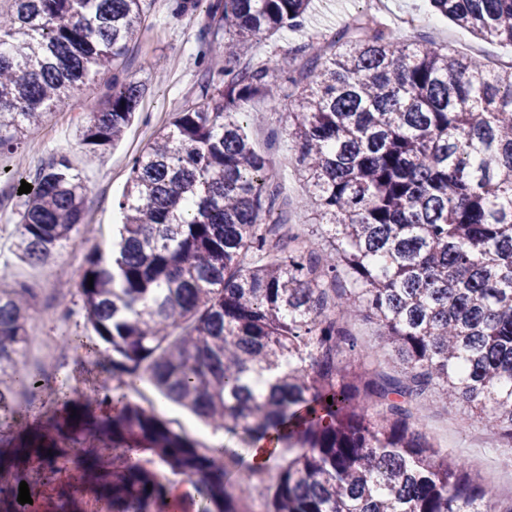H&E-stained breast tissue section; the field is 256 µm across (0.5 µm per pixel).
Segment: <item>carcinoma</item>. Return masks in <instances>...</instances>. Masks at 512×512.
Wrapping results in <instances>:
<instances>
[{"label":"carcinoma","instance_id":"1","mask_svg":"<svg viewBox=\"0 0 512 512\" xmlns=\"http://www.w3.org/2000/svg\"><path fill=\"white\" fill-rule=\"evenodd\" d=\"M144 2L11 0L0 13V152L101 74L107 90L79 140L94 156L122 139L146 87L118 61L144 27ZM309 4H172L176 18L204 9L213 35L197 53L200 90L132 158L112 250L89 253L80 281L98 342L67 341L112 373L85 398L121 407L91 420L77 402L1 450L0 512L33 510L17 501L33 462L68 490L95 482L112 512H242L254 476L271 471L266 512H512L465 460L434 451L413 412L430 397L462 403L512 447V66L404 44L368 14L331 54L295 47L281 71L300 86L288 137L322 228L307 234L246 134V106L277 100L267 64L244 51L300 26ZM430 5L512 44V0ZM31 184L13 252L44 264L85 223L90 188L64 155ZM32 301L28 288L0 286V410L14 389L49 380L45 366H18ZM348 318L380 327L393 369L359 362L366 348ZM144 381L234 446L201 448L129 399ZM272 432L274 464L249 465L243 451ZM163 472L193 487L185 506Z\"/></svg>","mask_w":512,"mask_h":512}]
</instances>
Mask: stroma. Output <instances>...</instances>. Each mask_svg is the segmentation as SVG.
Wrapping results in <instances>:
<instances>
[{"label":"stroma","instance_id":"35a3bbf8","mask_svg":"<svg viewBox=\"0 0 512 512\" xmlns=\"http://www.w3.org/2000/svg\"><path fill=\"white\" fill-rule=\"evenodd\" d=\"M143 9L149 29L121 65L129 77L146 85L147 92L123 141L92 160L77 143V129L87 120V101L97 99L105 90L107 79L102 76L58 106L42 125L29 129L16 152L0 155V172L20 164L30 173L56 156H67L90 187L84 225L57 249L47 264L29 265L17 260L12 252L23 198L16 183L0 175V280L32 289L37 312L31 329L56 337L64 345L73 337L92 333L84 323L79 283L86 255L112 239L130 159L192 98L199 78L195 56L202 37L203 17L173 18L168 0H145ZM364 11V0H312L301 27L251 43L247 52L272 70H279L289 49L311 38L331 43L353 16ZM409 14L423 17L424 26L398 30L399 18ZM381 19L389 28L397 29L399 39L406 43L428 40L476 58L512 61L511 45L473 37L450 20L433 14L428 0H385ZM276 91L280 101L276 111H269L266 100L261 98L249 104L247 131L255 147L262 151L267 148L269 129H281L288 124L286 103L294 88L280 82ZM275 154L278 161L274 169L281 190L293 211H302L309 201V187L296 168L293 144L288 137H281ZM50 379L51 389L17 395L15 410L0 412V446L13 442L21 427L36 428L50 423L66 399L77 398L110 381L105 363L66 346ZM425 429L439 450L466 460L480 454L487 464L497 462L494 449L500 444L498 437L474 422L462 405L436 408Z\"/></svg>","mask_w":512,"mask_h":512}]
</instances>
